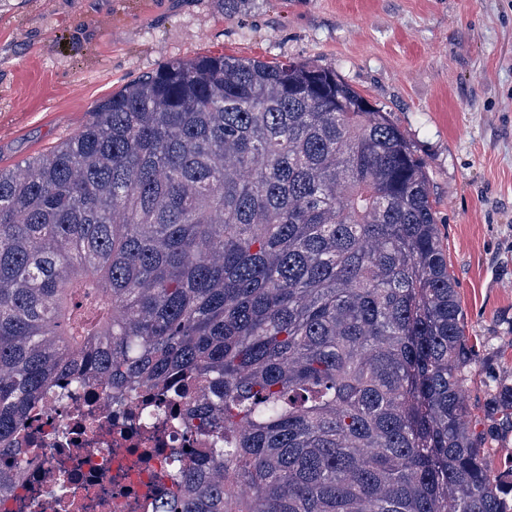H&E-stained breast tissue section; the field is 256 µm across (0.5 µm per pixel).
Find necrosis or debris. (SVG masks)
<instances>
[{"label": "necrosis or debris", "instance_id": "necrosis-or-debris-1", "mask_svg": "<svg viewBox=\"0 0 512 512\" xmlns=\"http://www.w3.org/2000/svg\"><path fill=\"white\" fill-rule=\"evenodd\" d=\"M17 441L18 452L0 459V512L23 502L31 512H156L177 449L203 443L164 396L147 391L119 408L92 379L27 413Z\"/></svg>", "mask_w": 512, "mask_h": 512}]
</instances>
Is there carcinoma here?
<instances>
[{"label":"carcinoma","instance_id":"1","mask_svg":"<svg viewBox=\"0 0 512 512\" xmlns=\"http://www.w3.org/2000/svg\"><path fill=\"white\" fill-rule=\"evenodd\" d=\"M422 160L336 70L174 61L0 168V455L46 394L178 380L158 512H512Z\"/></svg>","mask_w":512,"mask_h":512}]
</instances>
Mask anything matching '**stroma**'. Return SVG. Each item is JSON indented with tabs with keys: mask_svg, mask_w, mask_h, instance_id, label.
Returning <instances> with one entry per match:
<instances>
[{
	"mask_svg": "<svg viewBox=\"0 0 512 512\" xmlns=\"http://www.w3.org/2000/svg\"><path fill=\"white\" fill-rule=\"evenodd\" d=\"M329 66L423 160L477 354L465 402L495 474L512 448L484 380L512 386V0H0V167L66 140L97 103L204 54Z\"/></svg>",
	"mask_w": 512,
	"mask_h": 512,
	"instance_id": "35a3bbf8",
	"label": "stroma"
}]
</instances>
